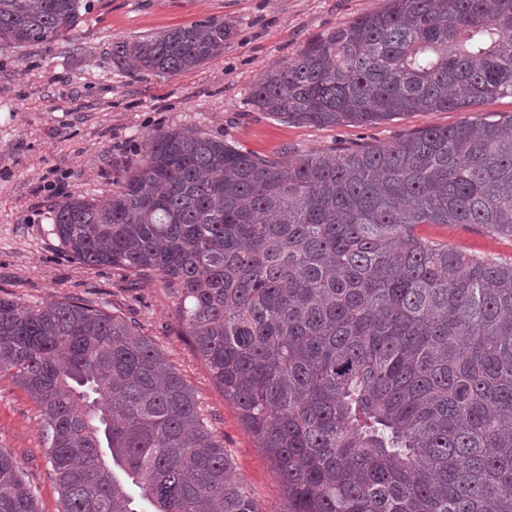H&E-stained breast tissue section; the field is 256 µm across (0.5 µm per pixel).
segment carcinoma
<instances>
[{
	"instance_id": "carcinoma-1",
	"label": "carcinoma",
	"mask_w": 512,
	"mask_h": 512,
	"mask_svg": "<svg viewBox=\"0 0 512 512\" xmlns=\"http://www.w3.org/2000/svg\"><path fill=\"white\" fill-rule=\"evenodd\" d=\"M91 0H0V51L67 37ZM206 21L112 43L177 74L224 51ZM512 97V0H386L264 74L288 122L366 125ZM512 237V118L290 159L183 129L148 136L121 190L53 205L87 267L156 279L265 449L285 512H512V261L419 237ZM0 371L37 402L60 512H259L193 390L135 323L0 297ZM0 512H38L0 451ZM416 232L473 254L512 259V238L489 235L474 224H420Z\"/></svg>"
}]
</instances>
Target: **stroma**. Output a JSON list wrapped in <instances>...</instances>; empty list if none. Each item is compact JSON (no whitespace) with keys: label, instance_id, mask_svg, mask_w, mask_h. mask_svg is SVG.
Returning a JSON list of instances; mask_svg holds the SVG:
<instances>
[{"label":"stroma","instance_id":"35a3bbf8","mask_svg":"<svg viewBox=\"0 0 512 512\" xmlns=\"http://www.w3.org/2000/svg\"><path fill=\"white\" fill-rule=\"evenodd\" d=\"M385 0H93L67 38L0 52V296L30 306L70 298L135 321L191 387L259 512H284L264 449L225 399L159 282L74 260L54 235L48 186L106 199L121 189L159 129L200 131L270 158L391 144L460 112H414L368 125L313 126L257 111L261 76L313 37L383 7ZM228 25L223 53L175 75L143 76L112 61L116 41H143L201 21ZM419 235L477 255L512 259V238L473 224H422ZM0 450L11 454L41 512H58V488L29 393L0 372Z\"/></svg>","mask_w":512,"mask_h":512}]
</instances>
